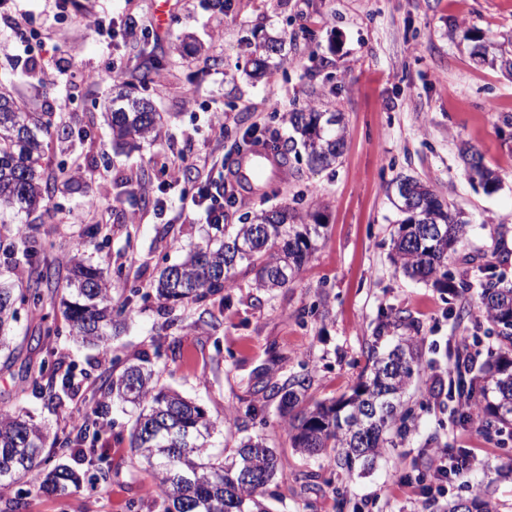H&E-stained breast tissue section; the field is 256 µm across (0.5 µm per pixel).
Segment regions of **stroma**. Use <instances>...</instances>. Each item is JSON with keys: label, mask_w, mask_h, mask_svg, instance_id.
I'll list each match as a JSON object with an SVG mask.
<instances>
[{"label": "stroma", "mask_w": 512, "mask_h": 512, "mask_svg": "<svg viewBox=\"0 0 512 512\" xmlns=\"http://www.w3.org/2000/svg\"><path fill=\"white\" fill-rule=\"evenodd\" d=\"M22 7L45 18L55 37L24 46L0 19V80L32 111L88 134L48 138L41 171L62 188L47 207L0 223V280L28 285L21 240L35 235L53 241L59 267L77 254L104 268L113 306L130 290L138 296L122 332L103 347L83 346L63 331L58 298H48L45 310L59 335L44 336L43 323L20 311L13 352L0 354V410L31 412L65 441L76 433L71 410L93 412L112 372L146 355L160 386L224 421L213 447L230 451L253 437L279 450L281 469L267 489L271 512H445L447 499L477 493L497 512H512V435L487 436L438 390L454 364L449 345L473 337L480 364L498 340L479 313L453 317L476 303L477 290L453 296L395 269L392 238L403 216L387 194L405 175L433 186L470 219L449 271L474 282L489 274L512 281V73L500 66L512 59V0H232L222 12L210 0H73L59 18L51 0ZM88 10L161 15L165 24L159 39L130 40L110 52L86 28ZM262 28L288 38L280 65L256 77L246 42ZM146 52L156 63L150 97L164 127L127 154L113 149L102 116L117 88L106 63L114 55L133 69ZM46 71L56 82L44 87ZM309 106L343 116L335 168L314 170L305 155L289 156L283 178L260 194L239 191L227 217L238 224L287 206L321 225L306 270L272 293L252 288L251 275L241 273L236 287L206 302L164 308L149 295L153 281L210 232L182 208L178 190L164 189V164L176 154L234 162V140L214 134L215 111H223L229 130L252 127L284 144L293 131L283 114ZM465 143L495 173L494 191L468 178L459 155ZM159 196L167 201L161 211L152 205ZM91 200L109 214L107 241L85 235ZM384 319L390 325L377 333ZM407 336L420 349L421 367L407 395L414 421L406 436L368 471L323 467L297 453L274 387L308 370L310 402L351 394L370 350ZM49 348L58 361L53 402L32 393ZM134 419L133 409L107 407L98 440L107 460L87 470L69 496L19 482L0 497V512L17 497L24 512H126L130 501L150 500V472L130 463ZM432 448L469 450L480 463L453 478L447 497L429 500L419 484ZM308 472L319 476L311 490Z\"/></svg>", "instance_id": "1"}]
</instances>
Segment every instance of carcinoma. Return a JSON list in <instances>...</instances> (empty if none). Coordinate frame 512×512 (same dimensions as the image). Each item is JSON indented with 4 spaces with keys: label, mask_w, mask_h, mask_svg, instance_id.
Masks as SVG:
<instances>
[{
    "label": "carcinoma",
    "mask_w": 512,
    "mask_h": 512,
    "mask_svg": "<svg viewBox=\"0 0 512 512\" xmlns=\"http://www.w3.org/2000/svg\"><path fill=\"white\" fill-rule=\"evenodd\" d=\"M300 140L313 169H328L341 155L344 144L342 117L308 111L284 115ZM112 141L118 146H135L138 140L157 136L161 118L146 98L123 102L112 99L106 113ZM53 123L33 118L0 85V214L30 213L47 206L57 184L43 180L39 170L43 153L41 135ZM461 159L466 172L486 187L496 183L494 173L482 163L478 151L465 147ZM409 191L419 206L412 209L400 201ZM394 205L405 214L392 239V261L404 275L457 294L471 285L466 278L448 276V259L466 234L467 221L453 211L437 191L412 176L395 181ZM222 235L190 248L185 258L162 268L152 284L155 298L164 306L184 302L200 303L235 284L240 266L255 272L252 287L266 292L286 288L302 272L315 250L314 238L320 225L303 224L301 216L288 209L260 211L240 224H212ZM33 283L26 291L0 284V351L10 347L12 323L18 318L16 304L40 320L45 293L64 290L61 314L68 334L93 346H103L108 336L125 324L127 308L111 304L104 269L70 259L65 284H60L52 264L37 255L52 244L35 239L25 241ZM480 311L499 328L498 351L473 368L455 352L456 378L450 381L448 397L454 412L472 413L487 435L501 434L512 426V285L489 277L479 283ZM412 338H402L389 352L371 353V364L360 375L353 391L329 404L306 403L312 375L294 376L278 389L280 411L287 419L291 447L297 452L339 464L351 471L355 465L372 468L387 449L388 435L396 423L406 427L410 410L404 396L418 372ZM149 360L124 368L106 384L112 400L129 404L136 411L130 433L129 450L133 464L145 463L154 479L155 495L149 512H270L265 489L275 479L280 466L276 449L252 439L243 440L227 458L214 455L211 439L224 432V423L211 420L198 403L153 381ZM494 385L497 401L483 403L487 385ZM87 415L76 436L57 448L49 430L34 416L0 413V489L24 479L33 490L68 496L80 487L82 474L65 463L50 465L51 456H70L89 466L104 462L103 449L96 447L97 417Z\"/></svg>",
    "instance_id": "carcinoma-1"
}]
</instances>
